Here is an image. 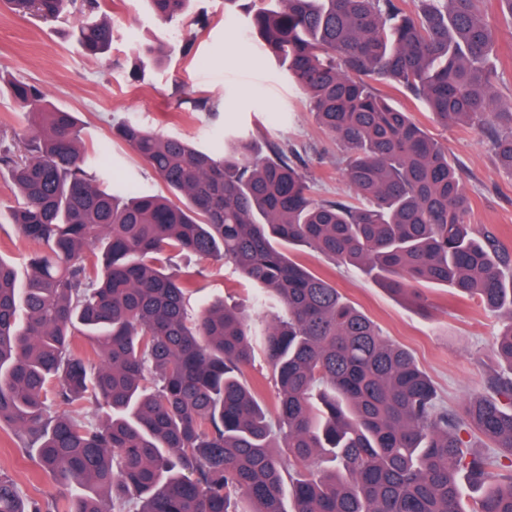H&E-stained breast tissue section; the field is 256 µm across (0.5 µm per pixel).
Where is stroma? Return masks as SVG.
Here are the masks:
<instances>
[{
  "label": "stroma",
  "mask_w": 512,
  "mask_h": 512,
  "mask_svg": "<svg viewBox=\"0 0 512 512\" xmlns=\"http://www.w3.org/2000/svg\"><path fill=\"white\" fill-rule=\"evenodd\" d=\"M103 3L112 21V47L97 59L85 56L77 45L74 17L45 21L17 15L0 4V74L37 82L55 106L77 113L86 124L87 138L102 155L106 175L150 193L164 190L136 154L112 137L113 121L129 118L217 154L224 150L228 131L287 144L303 151L302 171L316 198L347 197L338 149L316 124L301 91L251 37L246 14L225 13L224 0H190L177 23L166 27L144 0ZM203 15L210 23L201 29L196 21ZM156 42L165 46L164 60L139 63L137 51ZM489 62L499 94L512 98L511 25L501 24ZM200 97L218 102L217 113L194 109L193 101ZM429 130L461 167L473 224L493 230L512 249V177L500 169L485 135L477 129L434 124ZM13 203L0 180V253L23 275L37 245L12 224ZM296 254L413 356L445 404L455 406L484 391L488 380L504 370L492 351L501 323L477 301L459 298L442 286L424 285L420 292L426 305L421 308L359 267L334 262L306 247L297 248ZM176 263L196 273L200 301L223 300L253 328L282 313L275 300L259 304V289L220 262L188 253ZM0 469L26 495L59 492L55 481L41 471L34 452L14 448L9 432L1 429Z\"/></svg>",
  "instance_id": "obj_1"
}]
</instances>
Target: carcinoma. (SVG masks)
Returning a JSON list of instances; mask_svg holds the SVG:
<instances>
[{
  "instance_id": "cac0c4a2",
  "label": "carcinoma",
  "mask_w": 512,
  "mask_h": 512,
  "mask_svg": "<svg viewBox=\"0 0 512 512\" xmlns=\"http://www.w3.org/2000/svg\"><path fill=\"white\" fill-rule=\"evenodd\" d=\"M173 24L187 0H150ZM57 20L73 8L88 56L112 46L101 0H5ZM250 30L344 154L352 201L313 196L300 154L231 135L224 155L124 119L113 137L164 184L106 183L75 113L0 76L29 132L0 136L11 222L40 250L21 279L0 256V425L62 486L26 497L0 473V512H512V254L471 224L448 148L368 79L443 128H479L512 175V101L489 55L484 0H246ZM357 266L393 293L477 299L502 327L507 372L455 408L363 312L285 247ZM213 257L276 299L257 333L195 303L175 257ZM261 344L275 413L246 380ZM66 406L63 412L57 407ZM288 449L277 455L273 449Z\"/></svg>"
}]
</instances>
